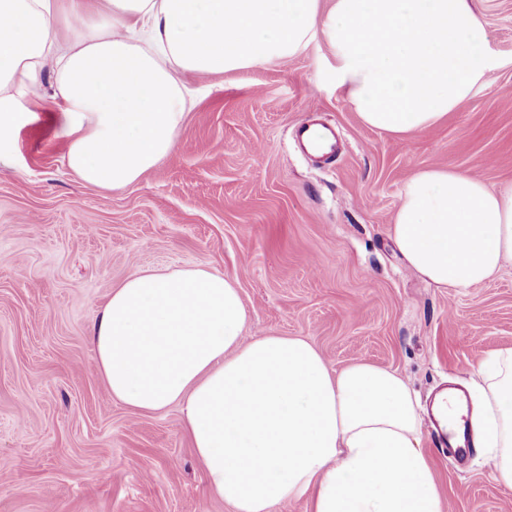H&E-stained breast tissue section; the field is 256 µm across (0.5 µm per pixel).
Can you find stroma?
<instances>
[{"label":"stroma","instance_id":"obj_1","mask_svg":"<svg viewBox=\"0 0 512 512\" xmlns=\"http://www.w3.org/2000/svg\"><path fill=\"white\" fill-rule=\"evenodd\" d=\"M475 6L499 66L437 125L404 137L364 125L320 39L292 59L194 77L174 152L119 190L67 168L46 63L32 117L0 144V512H231L210 495L179 408L112 400L91 343L129 276L199 265L237 281L245 335L300 336L331 370L364 361L403 376L444 512H512L490 458L455 462L428 412L512 348V266L439 288L391 237L419 169L512 182V0ZM313 109L344 144L329 165L291 138Z\"/></svg>","mask_w":512,"mask_h":512}]
</instances>
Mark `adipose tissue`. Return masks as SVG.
Here are the masks:
<instances>
[{"instance_id": "adipose-tissue-1", "label": "adipose tissue", "mask_w": 512, "mask_h": 512, "mask_svg": "<svg viewBox=\"0 0 512 512\" xmlns=\"http://www.w3.org/2000/svg\"><path fill=\"white\" fill-rule=\"evenodd\" d=\"M0 0V142L10 140L56 61L64 161L104 189L137 182L174 150L194 100L188 81L283 61L324 38L336 84L366 126L427 129L486 84L472 0ZM391 233L440 288L483 284L512 263V183L453 168L404 183ZM235 280L203 267L143 272L113 290L92 328L113 399L140 411L180 406L210 494L232 512H443L420 447L417 403L399 374L355 362L339 372L301 337L244 339ZM471 405L441 395L438 417L468 415L475 447L512 488V348L476 371Z\"/></svg>"}]
</instances>
